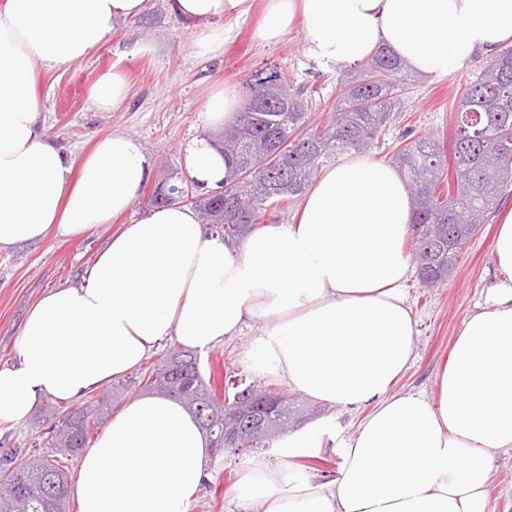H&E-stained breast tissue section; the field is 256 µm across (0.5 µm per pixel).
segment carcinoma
<instances>
[{"instance_id": "carcinoma-1", "label": "carcinoma", "mask_w": 512, "mask_h": 512, "mask_svg": "<svg viewBox=\"0 0 512 512\" xmlns=\"http://www.w3.org/2000/svg\"><path fill=\"white\" fill-rule=\"evenodd\" d=\"M408 89L406 62L380 48L354 75L340 79L336 114L326 123L308 122L301 92L280 76L273 89L262 79L246 83L236 120L224 127L220 149L236 174L224 181V201L195 203L200 218L213 223L226 242L242 238L261 223L267 208L301 195L319 168L347 152L378 146L379 136L398 111ZM458 112H477L479 123H457L454 169L457 189L440 198L446 170L439 146L430 138H404L394 160L403 171L413 205V258L426 287L448 277L466 244L498 202L512 192V47L499 51L487 70L464 89ZM142 389L181 401L211 441L237 425L242 395L280 401L268 417V434L256 447L288 430L296 407L280 392L251 384L218 400L192 350H172L153 369L140 374ZM129 389L123 384L82 405L60 411L51 447L40 455L28 448H0V512H67L68 468L109 416L112 403Z\"/></svg>"}]
</instances>
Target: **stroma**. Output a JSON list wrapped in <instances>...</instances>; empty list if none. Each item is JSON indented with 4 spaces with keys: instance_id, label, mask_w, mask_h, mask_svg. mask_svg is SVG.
Instances as JSON below:
<instances>
[{
    "instance_id": "obj_1",
    "label": "stroma",
    "mask_w": 512,
    "mask_h": 512,
    "mask_svg": "<svg viewBox=\"0 0 512 512\" xmlns=\"http://www.w3.org/2000/svg\"><path fill=\"white\" fill-rule=\"evenodd\" d=\"M262 6L263 0H254L250 15L237 22L232 38L211 56L197 55L192 45L199 26L169 10L167 0H152L147 13L122 24L111 39L83 61L62 68L37 67L42 119L58 146L79 158L98 138L123 132L140 142L151 168L131 212L112 223L96 225L76 236L50 235L36 243L0 250V366L13 362L21 324L45 292L83 283L113 236L123 225L146 213L150 193L161 180L175 184L188 180L187 144L202 136L217 135L203 118L204 105L213 92L227 86L244 88L256 73L278 69L287 72L293 87L304 89L311 119L324 123L332 116L336 83L347 75V68L318 66L296 30L278 43H260L254 28ZM135 44L144 45L145 53L127 55V48ZM489 63L488 56L478 54L451 77L415 79L403 111L394 114L372 156L391 161L395 144L408 135L433 137L444 155H451L462 91ZM114 66L126 74L130 93L111 111L101 112L92 106L89 91L99 74ZM498 224V213L491 214L458 258L447 281L427 288L417 277L409 278L407 304L418 334L412 359L396 382L395 391L435 396L438 372L463 321L482 303L487 289L499 277L492 255ZM267 325L264 319L248 321L237 336L200 352L202 371L209 376L216 394H223L224 377L230 372L239 373L247 383H263V376L249 364L248 352ZM275 386L301 410L290 431L312 426L322 437L320 448L287 462L291 473L299 479L322 483L332 480L342 463L340 444L357 433L364 411L329 404L322 414H314L308 410L313 403L311 397L281 380ZM61 405V400L44 397L25 420L0 423V448L43 449L47 411ZM489 454L493 459L491 505L494 512H512V451L493 448ZM258 463L275 470L285 462L272 447L211 456L209 478L191 512H260L259 504L248 502L245 495L247 475Z\"/></svg>"
}]
</instances>
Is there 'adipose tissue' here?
I'll list each match as a JSON object with an SVG mask.
<instances>
[{"label":"adipose tissue","instance_id":"obj_1","mask_svg":"<svg viewBox=\"0 0 512 512\" xmlns=\"http://www.w3.org/2000/svg\"><path fill=\"white\" fill-rule=\"evenodd\" d=\"M252 0H171L203 23L194 44L219 52ZM150 0H0V250L72 236L129 212L148 175L139 142L116 132L72 159L41 119L36 68L83 61ZM299 29L322 67H353L385 47L415 72L445 79L476 54L512 42V0H266L256 38ZM122 71L103 72L91 99L125 100ZM203 190L221 189L222 153L186 150ZM412 205L396 167L350 154L324 170L295 221L267 224L232 249L195 211L172 204L124 225L85 283L54 288L29 309L16 357L0 366V421L25 419L43 397L76 400L140 365L161 342L204 350L268 319L248 353L254 372L316 400L367 408L332 482L288 467L251 469L263 512H487L489 449L512 450V210L494 255L490 310L463 321L439 371L438 394L393 392L412 354L404 284ZM210 442L180 401L138 398L81 456L79 512H190L208 478Z\"/></svg>","mask_w":512,"mask_h":512}]
</instances>
